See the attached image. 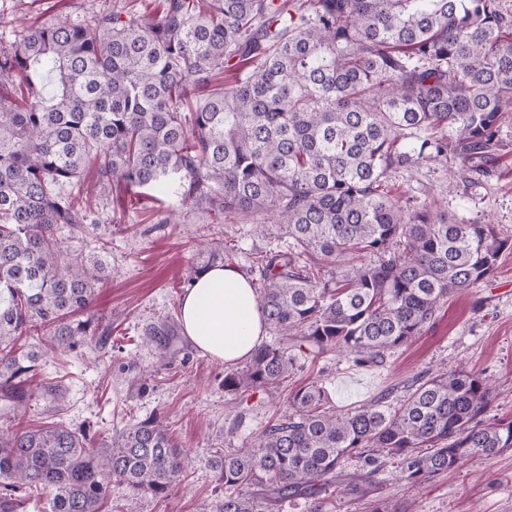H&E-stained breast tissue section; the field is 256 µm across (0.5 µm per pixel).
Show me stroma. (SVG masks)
<instances>
[{
	"instance_id": "35a3bbf8",
	"label": "stroma",
	"mask_w": 512,
	"mask_h": 512,
	"mask_svg": "<svg viewBox=\"0 0 512 512\" xmlns=\"http://www.w3.org/2000/svg\"><path fill=\"white\" fill-rule=\"evenodd\" d=\"M153 0H0V49L9 48L26 27L48 19L80 23L93 15L119 10L150 12ZM501 148L483 177H468L459 160L427 162L391 172L388 185L410 210L437 204L466 224L494 225L512 239V112L500 119ZM178 179L158 195L114 192L98 198L85 185L81 205L92 220L70 238L73 257L98 256L105 262L97 288L95 316L112 322L105 351L93 346L40 358L36 381L59 386L62 406L35 395L27 420L38 426L51 420L97 438L151 415L173 431L191 463L167 500L134 495L111 487V502L120 512H194L196 506L224 488L209 461L249 441L281 416L289 393L320 379L329 407L347 412L366 405L415 376L464 367L489 379L493 401L484 420L512 419V250L501 254L493 276L450 298L415 340L388 354L385 363L358 366L342 355L300 357L276 394L253 390L238 398L224 392L222 363L195 349L179 328L181 300L193 266L202 264L208 244L222 246L224 258L259 281L252 269L254 253L283 249L287 238L262 220L213 223L184 203ZM173 223H160L164 213ZM169 324L168 359L158 364L141 336L150 326ZM390 497L405 512H512V448L486 459L474 457L419 491L408 489L394 470L383 474Z\"/></svg>"
}]
</instances>
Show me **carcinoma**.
I'll return each mask as SVG.
<instances>
[{
	"mask_svg": "<svg viewBox=\"0 0 512 512\" xmlns=\"http://www.w3.org/2000/svg\"><path fill=\"white\" fill-rule=\"evenodd\" d=\"M511 109L512 16L498 0H158L147 14L49 20L0 49V406L14 421L0 434V512H101L114 481L165 498L190 464L157 415L105 442L23 425L38 353L18 339L40 331L66 353L112 333L90 313L104 262L63 249L90 220L67 186L92 172L108 196L177 177L213 220L267 215L285 230L287 249L253 260L281 341L224 373L236 398L279 387L301 354L377 365L493 273L508 240L492 225L411 212L387 177L450 154L483 174ZM168 335L144 337L162 361ZM491 400L487 379L458 369L415 379L394 407L342 414L313 381L216 457L237 493L196 512H280L295 498L322 512L327 495L406 512L383 494L386 466L420 489L512 448V419L483 422ZM351 458L365 472L347 480Z\"/></svg>",
	"mask_w": 512,
	"mask_h": 512,
	"instance_id": "1",
	"label": "carcinoma"
}]
</instances>
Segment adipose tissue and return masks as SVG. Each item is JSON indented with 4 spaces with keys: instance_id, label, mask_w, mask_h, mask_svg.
I'll list each match as a JSON object with an SVG mask.
<instances>
[{
    "instance_id": "adipose-tissue-1",
    "label": "adipose tissue",
    "mask_w": 512,
    "mask_h": 512,
    "mask_svg": "<svg viewBox=\"0 0 512 512\" xmlns=\"http://www.w3.org/2000/svg\"><path fill=\"white\" fill-rule=\"evenodd\" d=\"M180 322L190 343L231 366L248 359L265 335V318L249 278L232 264L200 274L188 288Z\"/></svg>"
}]
</instances>
